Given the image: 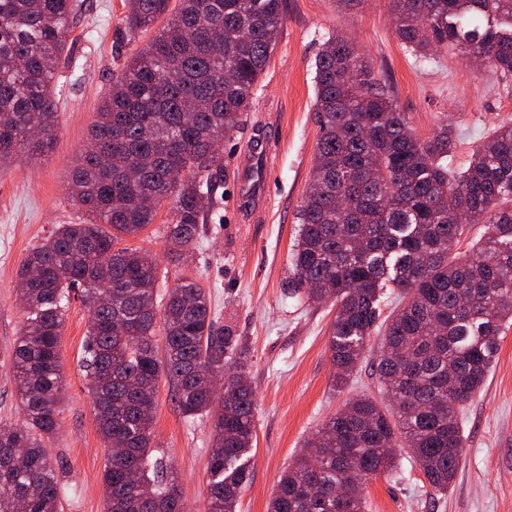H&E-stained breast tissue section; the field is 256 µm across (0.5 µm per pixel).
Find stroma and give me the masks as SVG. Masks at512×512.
<instances>
[{
  "label": "stroma",
  "mask_w": 512,
  "mask_h": 512,
  "mask_svg": "<svg viewBox=\"0 0 512 512\" xmlns=\"http://www.w3.org/2000/svg\"><path fill=\"white\" fill-rule=\"evenodd\" d=\"M77 2L69 60L54 80L56 138L39 154L21 151L0 162V423L22 420L11 363L24 321L16 293L18 271L31 249L58 225L84 223L86 214L71 197L68 175L87 146L101 100L128 60L154 36L150 30L126 34L128 0ZM336 34L365 53L375 73L386 74L399 110L419 137L430 136L443 122L455 126L454 167H466L474 147L494 126L512 120L511 80L475 69L446 49L427 61L415 56L395 33L390 0H361L348 11L339 10L336 0H285L283 23L246 120L220 144L227 172L224 197L189 256L178 261L169 253L167 202L154 224L128 241L156 259L158 294L183 279L197 281L210 297L218 326L241 337L247 349L256 436L238 512H267L282 473L348 398L386 399L367 358L347 389H332L328 341L336 308L291 298L282 288L319 136L315 58ZM261 147L270 162L267 196L255 205L238 204L237 184ZM88 319L81 291L72 290L58 347L65 376L59 428L45 441L66 486L64 512H104L107 448L79 362ZM174 392L172 381L161 378L154 440L159 456L172 467L188 512H206L211 420L182 415ZM459 421L463 459L447 494L434 493L400 448L396 468L368 482L366 512H512L511 324L502 330L485 386L464 406Z\"/></svg>",
  "instance_id": "stroma-1"
}]
</instances>
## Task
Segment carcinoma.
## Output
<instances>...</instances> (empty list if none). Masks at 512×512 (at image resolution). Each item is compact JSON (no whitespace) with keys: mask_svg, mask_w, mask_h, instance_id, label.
Wrapping results in <instances>:
<instances>
[{"mask_svg":"<svg viewBox=\"0 0 512 512\" xmlns=\"http://www.w3.org/2000/svg\"><path fill=\"white\" fill-rule=\"evenodd\" d=\"M284 0H128L127 33L165 24L101 101L69 176L86 224H60L19 272L25 319L12 350L24 419L0 425V512H60L62 487L44 438L57 430L64 374L58 355L70 292L84 289L82 367L103 441L105 512H186L176 477L152 460L161 374L187 418H211L207 512H236L249 479L255 395L241 340L215 327L192 280L158 308V265L120 243L172 204L170 253L181 258L223 197L217 143L237 131L282 24ZM395 31L421 56L451 48L512 76V0H390ZM76 0H0V159L55 139L52 81ZM320 134L284 289L334 299L328 349L344 389L373 333L390 404L352 399L324 422L279 479L267 512H365L336 506V488L394 466L409 450L431 489L448 491L464 439L458 409L496 362L512 321V122L498 124L469 164L449 167L454 126L421 138L368 58L330 36L313 78ZM483 238L459 252L464 224ZM108 282L109 302L95 306ZM400 305L380 323L384 290ZM162 332L156 336V332ZM227 375L224 392L206 372Z\"/></svg>","mask_w":512,"mask_h":512,"instance_id":"carcinoma-1","label":"carcinoma"}]
</instances>
